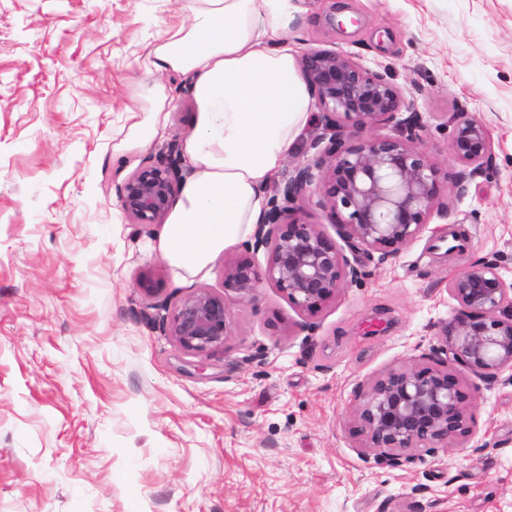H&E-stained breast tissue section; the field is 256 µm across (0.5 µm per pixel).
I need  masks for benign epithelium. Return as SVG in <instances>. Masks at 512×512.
Masks as SVG:
<instances>
[{
	"mask_svg": "<svg viewBox=\"0 0 512 512\" xmlns=\"http://www.w3.org/2000/svg\"><path fill=\"white\" fill-rule=\"evenodd\" d=\"M302 71L322 110L320 148L314 164L294 169L283 196L287 201L316 186L335 217L336 236L269 198L253 233L251 249L224 259L219 293L197 288L164 310L162 330L185 352L203 355L225 346L232 336L231 305L253 299L261 280L275 286L296 310L314 315L336 299L359 268L343 248L383 262L427 227L440 193L439 169L416 144L421 116L401 121L402 133L345 136L344 129L380 125L396 118L403 100L386 76L334 50L303 54ZM458 161L481 169L492 150L488 129L462 118L451 142ZM182 143L168 142L121 185L119 201L134 224H163L183 180ZM266 251L264 271L254 252ZM512 285L497 263L481 261L448 280V294L461 313L441 328L448 359L434 366L390 369L370 379L351 413L353 433L380 463L414 459L425 445L446 452L471 434L479 385L512 369Z\"/></svg>",
	"mask_w": 512,
	"mask_h": 512,
	"instance_id": "benign-epithelium-1",
	"label": "benign epithelium"
}]
</instances>
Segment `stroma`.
Segmentation results:
<instances>
[{
	"label": "stroma",
	"mask_w": 512,
	"mask_h": 512,
	"mask_svg": "<svg viewBox=\"0 0 512 512\" xmlns=\"http://www.w3.org/2000/svg\"><path fill=\"white\" fill-rule=\"evenodd\" d=\"M293 2L298 53L348 55L419 113L440 195L425 232L315 316L264 281L224 348L194 356L146 320L138 280L218 291L242 246L186 275L118 199L190 131L192 74L147 56L185 0H0V512H512L511 370L448 452L379 465L351 429L369 378L444 359L452 276L494 259L512 282V0ZM462 113L491 134L478 174L451 153Z\"/></svg>",
	"instance_id": "stroma-1"
}]
</instances>
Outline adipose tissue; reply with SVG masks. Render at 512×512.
<instances>
[{
	"instance_id": "adipose-tissue-1",
	"label": "adipose tissue",
	"mask_w": 512,
	"mask_h": 512,
	"mask_svg": "<svg viewBox=\"0 0 512 512\" xmlns=\"http://www.w3.org/2000/svg\"><path fill=\"white\" fill-rule=\"evenodd\" d=\"M187 23L148 55L156 69L192 73L197 110L183 152L180 197L158 249L189 275L251 236L267 186L315 108L288 39L292 0H186Z\"/></svg>"
}]
</instances>
